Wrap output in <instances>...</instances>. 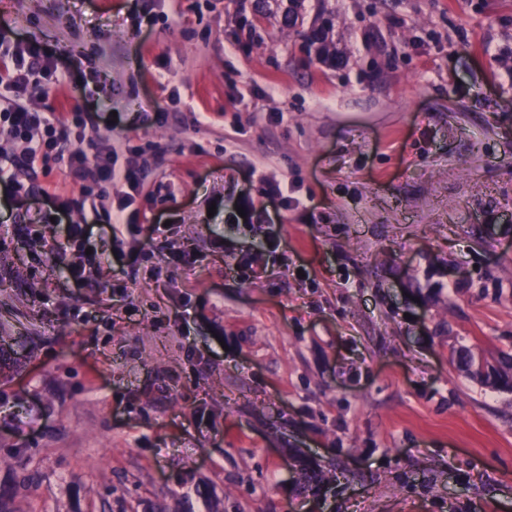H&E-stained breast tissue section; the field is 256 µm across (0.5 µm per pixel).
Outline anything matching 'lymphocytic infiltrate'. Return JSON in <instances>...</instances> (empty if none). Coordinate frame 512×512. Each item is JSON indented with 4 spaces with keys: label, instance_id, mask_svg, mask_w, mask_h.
<instances>
[{
    "label": "lymphocytic infiltrate",
    "instance_id": "f902f5d3",
    "mask_svg": "<svg viewBox=\"0 0 512 512\" xmlns=\"http://www.w3.org/2000/svg\"><path fill=\"white\" fill-rule=\"evenodd\" d=\"M55 52L22 38L0 36V137L25 142L24 162L43 167L49 161L64 159L70 180L83 188L81 208L103 212L113 234H120L124 212L134 202L139 188L135 169L118 165L115 158L101 160L98 139L85 135L87 121L74 113L71 121L53 114L29 111L27 102L45 86L44 77L53 72ZM128 186V194L113 197L115 184ZM115 198L116 204L103 209V199Z\"/></svg>",
    "mask_w": 512,
    "mask_h": 512
}]
</instances>
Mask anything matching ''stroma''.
Instances as JSON below:
<instances>
[{
    "label": "stroma",
    "instance_id": "35a3bbf8",
    "mask_svg": "<svg viewBox=\"0 0 512 512\" xmlns=\"http://www.w3.org/2000/svg\"><path fill=\"white\" fill-rule=\"evenodd\" d=\"M284 8L0 0L62 51L29 109L101 111L103 154L143 167L116 243L64 166L32 172L0 139L31 188L0 182L17 512H512V392L454 355L512 354V0H306L305 23L335 19L339 69ZM61 205L92 251L122 250L81 288L78 250L25 221Z\"/></svg>",
    "mask_w": 512,
    "mask_h": 512
}]
</instances>
